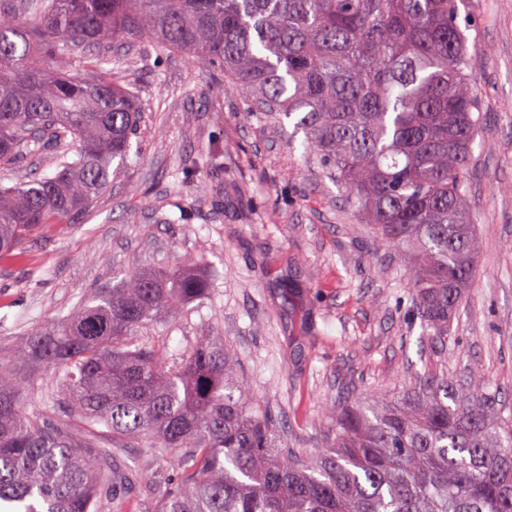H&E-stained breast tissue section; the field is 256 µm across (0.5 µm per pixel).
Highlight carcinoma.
<instances>
[{
    "label": "carcinoma",
    "mask_w": 512,
    "mask_h": 512,
    "mask_svg": "<svg viewBox=\"0 0 512 512\" xmlns=\"http://www.w3.org/2000/svg\"><path fill=\"white\" fill-rule=\"evenodd\" d=\"M470 0H0V169L47 139L55 170L0 188V256L50 224H79L119 174L141 97L109 55L145 34L227 76L304 133L362 223L409 261L422 334L448 340L474 274L470 157L482 116ZM76 146L68 157L67 138ZM210 283L151 267L94 291L13 352L54 372L39 393L0 366V503L12 512H512V421L478 377L416 373L370 405L337 401L325 446L288 448L237 372L202 336L168 361L133 336L204 300ZM36 400L29 412L24 404ZM139 449L138 456L123 454ZM172 458L174 476L142 460Z\"/></svg>",
    "instance_id": "cac0c4a2"
}]
</instances>
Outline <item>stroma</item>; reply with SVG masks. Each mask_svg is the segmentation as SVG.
Here are the masks:
<instances>
[{
	"mask_svg": "<svg viewBox=\"0 0 512 512\" xmlns=\"http://www.w3.org/2000/svg\"><path fill=\"white\" fill-rule=\"evenodd\" d=\"M466 22L483 117L470 160L477 273L447 345L413 317L404 256L360 223L291 123L137 37L103 48L124 57L142 98L130 158L83 223L52 226L25 241L24 261H0V364L122 271L189 265L210 296L141 339L180 358L197 337L223 336L288 447H320L338 397L368 402L442 365L460 381L481 376L512 417V0H476Z\"/></svg>",
	"mask_w": 512,
	"mask_h": 512,
	"instance_id": "35a3bbf8",
	"label": "stroma"
}]
</instances>
